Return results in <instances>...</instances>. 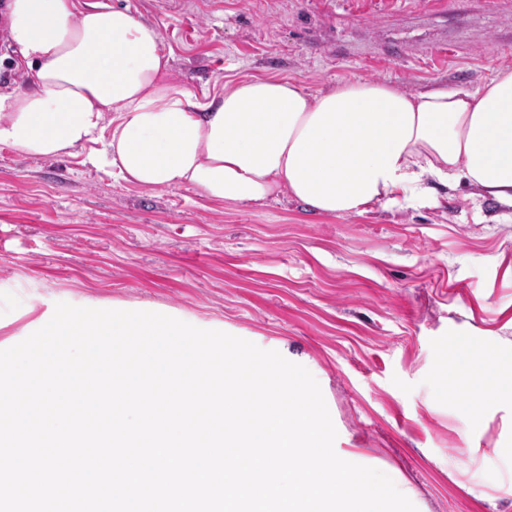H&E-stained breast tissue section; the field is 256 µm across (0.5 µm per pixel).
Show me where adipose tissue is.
<instances>
[{
	"mask_svg": "<svg viewBox=\"0 0 512 512\" xmlns=\"http://www.w3.org/2000/svg\"><path fill=\"white\" fill-rule=\"evenodd\" d=\"M0 25L25 77L0 89V146L25 155L81 153L130 184L217 204L285 193L335 217L415 206L435 182L512 208V67L477 91L358 79L313 94L251 77L202 100L168 81L158 29L129 10L9 0ZM441 389L470 395L478 432L489 410L512 406V342L456 337Z\"/></svg>",
	"mask_w": 512,
	"mask_h": 512,
	"instance_id": "obj_1",
	"label": "adipose tissue"
}]
</instances>
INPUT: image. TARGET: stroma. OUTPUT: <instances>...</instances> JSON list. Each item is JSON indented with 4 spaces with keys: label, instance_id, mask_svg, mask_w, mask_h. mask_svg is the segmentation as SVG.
Wrapping results in <instances>:
<instances>
[{
    "label": "stroma",
    "instance_id": "stroma-1",
    "mask_svg": "<svg viewBox=\"0 0 512 512\" xmlns=\"http://www.w3.org/2000/svg\"><path fill=\"white\" fill-rule=\"evenodd\" d=\"M154 24L196 95L252 76L479 88L512 67V0H87ZM434 204L331 217L283 195L217 205L145 189L84 155L0 147V343L56 303L158 305L280 341L339 435L398 471L418 512H512V408L466 435L436 393L453 337L512 341V210L435 185Z\"/></svg>",
    "mask_w": 512,
    "mask_h": 512
}]
</instances>
